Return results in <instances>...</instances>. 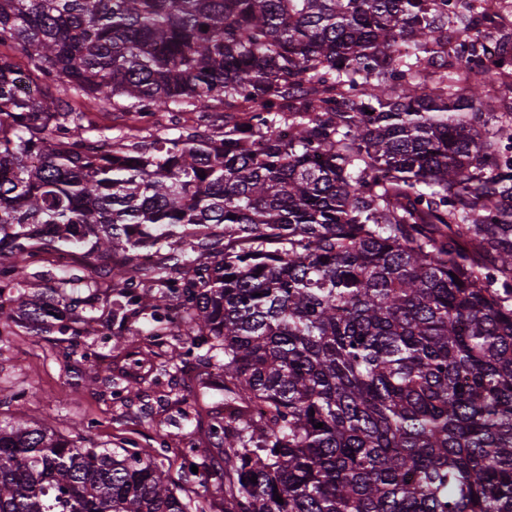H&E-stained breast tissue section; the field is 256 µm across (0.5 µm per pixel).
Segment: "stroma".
<instances>
[{
	"label": "stroma",
	"mask_w": 512,
	"mask_h": 512,
	"mask_svg": "<svg viewBox=\"0 0 512 512\" xmlns=\"http://www.w3.org/2000/svg\"><path fill=\"white\" fill-rule=\"evenodd\" d=\"M154 346L115 336L101 341L80 336L58 342L25 334L0 347V419L24 412L61 433L87 424L92 445L112 448L132 443L154 455L182 496L199 490L181 448L189 427L178 403L186 385L172 392L145 384L149 369L160 366Z\"/></svg>",
	"instance_id": "obj_1"
}]
</instances>
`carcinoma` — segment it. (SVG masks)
I'll use <instances>...</instances> for the list:
<instances>
[{"label": "carcinoma", "instance_id": "1", "mask_svg": "<svg viewBox=\"0 0 512 512\" xmlns=\"http://www.w3.org/2000/svg\"><path fill=\"white\" fill-rule=\"evenodd\" d=\"M457 2L0 0V342L100 334L103 290L100 335L182 337L222 512H512V56ZM86 99L211 132L92 140ZM71 249L84 275L28 279ZM0 512L188 508L153 456L20 412Z\"/></svg>", "mask_w": 512, "mask_h": 512}]
</instances>
